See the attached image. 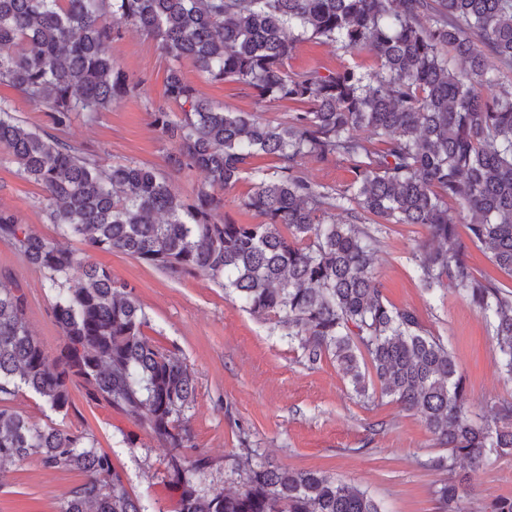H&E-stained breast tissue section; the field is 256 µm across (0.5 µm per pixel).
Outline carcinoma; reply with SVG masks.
Instances as JSON below:
<instances>
[{
  "label": "carcinoma",
  "instance_id": "obj_1",
  "mask_svg": "<svg viewBox=\"0 0 512 512\" xmlns=\"http://www.w3.org/2000/svg\"><path fill=\"white\" fill-rule=\"evenodd\" d=\"M125 25L209 80L243 84L295 112L275 123L228 111L172 67L168 104L152 112V125L174 144L168 167L200 171L205 181L188 198L152 167H102L58 132L73 114L93 118L133 89L109 55ZM308 38L368 50L377 69L288 72ZM504 66H512V0H0V84L47 112L56 130L29 129L0 99V152L42 187L51 223L85 246L80 256L0 209V240L55 291L61 338L55 354L46 352L29 330L26 293L1 276L0 463L37 457L46 469L81 472L59 512H145L91 434L41 427L9 406L25 387L65 415L78 390L166 449L173 512H382L367 491L329 474L257 461L245 437L231 467L237 487L202 489L214 461L193 443L195 379L176 348L150 335L134 289L89 259L119 252L178 278L209 277L302 350L310 367L329 359L360 400L378 393L418 415L448 449L427 463L450 474L433 490L438 512H456L467 494L451 478L457 462L480 467L493 453H512V400L480 423L470 418L448 345L414 309L383 295L377 232L380 224L426 229L413 253L423 290L451 291L480 311L511 381L512 289L477 277L468 260L474 247L512 277V90L500 83ZM261 155L277 165L252 166ZM307 159L344 161L353 178L340 188L319 184L302 168ZM248 176L253 189L241 206L264 222L217 221L224 197L215 189Z\"/></svg>",
  "mask_w": 512,
  "mask_h": 512
}]
</instances>
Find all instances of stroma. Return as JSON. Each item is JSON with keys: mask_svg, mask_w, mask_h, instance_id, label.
Returning a JSON list of instances; mask_svg holds the SVG:
<instances>
[{"mask_svg": "<svg viewBox=\"0 0 512 512\" xmlns=\"http://www.w3.org/2000/svg\"><path fill=\"white\" fill-rule=\"evenodd\" d=\"M116 70L139 86L116 99L96 117L74 114L64 139L86 147L106 168L135 161L166 174L173 188L192 195L201 172L169 170L172 149L151 125L154 107L163 103L171 66L157 41L133 26L110 47ZM357 63L376 67L372 53L353 57L317 39L300 42L288 60L292 72H327ZM179 68L199 96L233 112H256L275 122L287 121L293 107L257 102L247 86L207 80L191 61ZM0 209L15 214L47 239L58 237L44 203V192L21 176L7 155H0ZM425 236L417 224H388L376 271L385 297L395 306L415 308L424 324L451 349L466 380L469 411L486 415L490 405L512 399L491 329L475 307L454 294L429 298L420 287L412 251ZM118 280L134 288L163 341L177 346L195 377L190 426L197 448L216 461L203 479L206 490L230 484L232 457L248 439L260 460L291 469L333 474L367 490L385 512H436L432 491L438 473L426 467L443 452L421 419L387 397L363 403L331 361L309 368L301 350L272 333L267 322L242 310L224 290L204 276L174 278L120 253L93 254ZM9 272L27 293V322L48 353L60 344L54 293L42 272L0 241V273ZM12 407L41 426L71 427L92 434L122 471L128 487L147 512H162L169 502L160 461L163 448L144 429L133 428L112 409L88 403L75 393L74 406L62 416L21 390ZM137 435L128 445L126 433ZM471 493L460 512H483L490 502L512 496V456L491 457L477 469L459 464ZM82 475L43 468L37 459L0 466V512H58L61 498L80 484Z\"/></svg>", "mask_w": 512, "mask_h": 512, "instance_id": "35a3bbf8", "label": "stroma"}]
</instances>
